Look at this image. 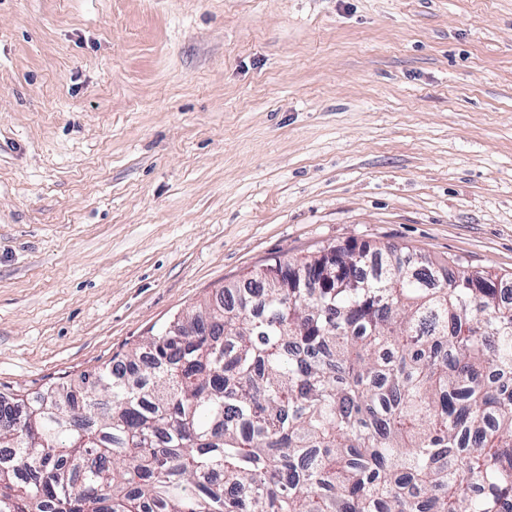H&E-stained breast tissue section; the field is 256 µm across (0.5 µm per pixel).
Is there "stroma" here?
I'll return each instance as SVG.
<instances>
[{"instance_id": "35a3bbf8", "label": "stroma", "mask_w": 512, "mask_h": 512, "mask_svg": "<svg viewBox=\"0 0 512 512\" xmlns=\"http://www.w3.org/2000/svg\"><path fill=\"white\" fill-rule=\"evenodd\" d=\"M349 242L512 281V0H0V393Z\"/></svg>"}]
</instances>
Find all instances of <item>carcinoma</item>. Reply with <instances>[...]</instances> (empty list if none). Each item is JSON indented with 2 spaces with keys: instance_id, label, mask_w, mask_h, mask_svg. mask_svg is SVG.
Instances as JSON below:
<instances>
[{
  "instance_id": "1",
  "label": "carcinoma",
  "mask_w": 512,
  "mask_h": 512,
  "mask_svg": "<svg viewBox=\"0 0 512 512\" xmlns=\"http://www.w3.org/2000/svg\"><path fill=\"white\" fill-rule=\"evenodd\" d=\"M387 245L0 396V512H512V297Z\"/></svg>"
}]
</instances>
